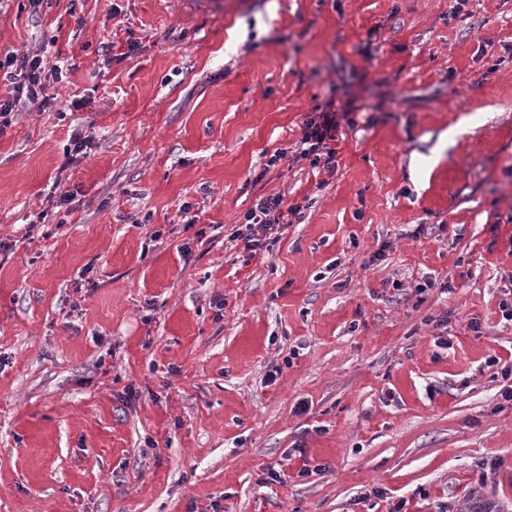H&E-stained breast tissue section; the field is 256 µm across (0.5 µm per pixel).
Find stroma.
Returning a JSON list of instances; mask_svg holds the SVG:
<instances>
[{"label":"stroma","instance_id":"stroma-1","mask_svg":"<svg viewBox=\"0 0 512 512\" xmlns=\"http://www.w3.org/2000/svg\"><path fill=\"white\" fill-rule=\"evenodd\" d=\"M454 7L0 0L68 68L0 132V512H512V0ZM331 99L335 173L267 167ZM285 205L280 195L260 197L240 218L239 229L231 234L232 238L244 240V246L250 252L268 249L272 242L285 233L284 228L293 224L289 220L283 221Z\"/></svg>","mask_w":512,"mask_h":512}]
</instances>
